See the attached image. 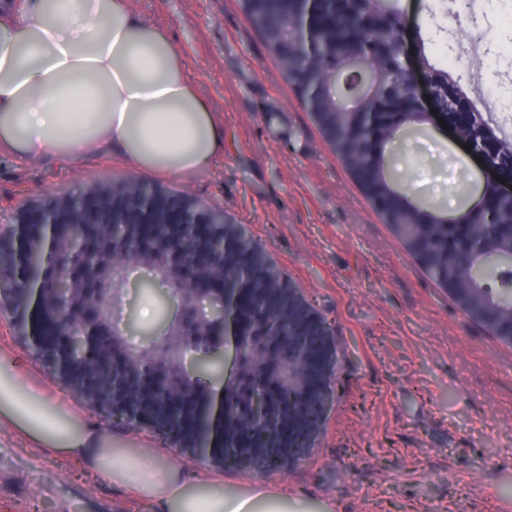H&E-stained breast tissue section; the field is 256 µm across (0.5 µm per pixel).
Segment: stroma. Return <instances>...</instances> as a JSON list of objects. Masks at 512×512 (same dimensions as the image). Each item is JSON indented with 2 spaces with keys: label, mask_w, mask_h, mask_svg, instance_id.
Wrapping results in <instances>:
<instances>
[{
  "label": "stroma",
  "mask_w": 512,
  "mask_h": 512,
  "mask_svg": "<svg viewBox=\"0 0 512 512\" xmlns=\"http://www.w3.org/2000/svg\"><path fill=\"white\" fill-rule=\"evenodd\" d=\"M166 30L216 118L224 158L202 176L130 172L120 159L64 167L0 154V232L19 209L60 193L97 190L118 176L187 195L244 229L311 309L333 329L336 399L315 447L270 483L287 486L308 512H512V347L474 324L411 260L332 151L238 0H130ZM410 51L447 46L462 59V90L512 135L494 96L512 87V0H476L481 39L467 25L429 17V0H400ZM388 170L418 205L447 212L482 195L481 163L440 124L400 128ZM129 347L165 332L180 314L169 287L131 267L114 311ZM0 358L23 363L24 383L98 423L116 448L220 476L244 494L260 477L203 466L152 428L90 408L27 350L0 315ZM0 512H151L125 487L82 473L0 421Z\"/></svg>",
  "instance_id": "1"
}]
</instances>
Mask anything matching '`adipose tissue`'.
Instances as JSON below:
<instances>
[{"label": "adipose tissue", "instance_id": "ef3b65f1", "mask_svg": "<svg viewBox=\"0 0 512 512\" xmlns=\"http://www.w3.org/2000/svg\"><path fill=\"white\" fill-rule=\"evenodd\" d=\"M62 165L108 156L160 177L203 175L224 152V128L167 32L129 0H21L0 12V153ZM0 365V415L47 451L104 483H122L155 512H283L287 489L240 496L222 482L140 451L106 447L96 423H76L51 396Z\"/></svg>", "mask_w": 512, "mask_h": 512}]
</instances>
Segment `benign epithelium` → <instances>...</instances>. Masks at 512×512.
<instances>
[{
  "label": "benign epithelium",
  "instance_id": "benign-epithelium-1",
  "mask_svg": "<svg viewBox=\"0 0 512 512\" xmlns=\"http://www.w3.org/2000/svg\"><path fill=\"white\" fill-rule=\"evenodd\" d=\"M296 3L293 26L311 48L320 0ZM470 151L485 167V210L495 196L512 195V174L497 181L491 153L474 145ZM221 223L187 197L146 189L127 177L101 190L22 208L7 238H0V312L11 315L24 344L58 379L105 416L164 431L203 464H231L271 476L317 442L334 405L336 347L299 288L290 286L283 304L282 289L269 281L263 265L246 256L235 275H225L226 252L213 235V225ZM130 260L145 266L161 261L181 305L165 341L136 356L98 314L112 283L108 274ZM60 284L68 289L63 302ZM446 290L496 333L494 309L472 307L468 289L458 281L448 282ZM247 293L258 306H243ZM213 298L223 302L221 309L201 318L199 304ZM47 322L58 329L56 344L48 348L40 338ZM75 332L84 348L80 358L72 356ZM201 336L219 342L231 336L236 345L239 370L219 394L202 387L194 371L170 354ZM247 352L266 373L261 375L264 395L253 398L243 414L230 403L244 394ZM102 380L109 387L105 395L99 392ZM159 403L189 411L200 424L198 432L186 436L161 418Z\"/></svg>",
  "mask_w": 512,
  "mask_h": 512
}]
</instances>
